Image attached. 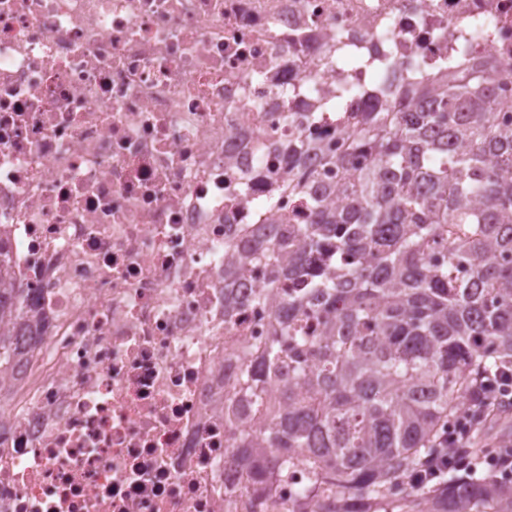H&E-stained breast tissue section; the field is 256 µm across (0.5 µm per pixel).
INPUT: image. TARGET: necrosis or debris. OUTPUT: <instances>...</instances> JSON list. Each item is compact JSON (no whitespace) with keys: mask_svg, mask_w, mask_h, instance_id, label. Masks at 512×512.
I'll return each mask as SVG.
<instances>
[{"mask_svg":"<svg viewBox=\"0 0 512 512\" xmlns=\"http://www.w3.org/2000/svg\"><path fill=\"white\" fill-rule=\"evenodd\" d=\"M446 58L500 75L512 0H0V239L41 320L0 378V512H295L303 467L258 499L231 460L272 308L224 259L317 198L283 151L342 148V85L379 109Z\"/></svg>","mask_w":512,"mask_h":512,"instance_id":"1","label":"necrosis or debris"}]
</instances>
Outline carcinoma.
I'll return each mask as SVG.
<instances>
[{
  "label": "carcinoma",
  "mask_w": 512,
  "mask_h": 512,
  "mask_svg": "<svg viewBox=\"0 0 512 512\" xmlns=\"http://www.w3.org/2000/svg\"><path fill=\"white\" fill-rule=\"evenodd\" d=\"M512 96L477 70L404 86L381 112H352L340 203L303 224L244 240V261L272 273L270 336L243 363L247 394L269 424L235 442L251 493L268 494L299 463L296 512H413L410 476L452 453L451 423L483 401L480 432L503 411L485 386L512 369V131L496 114ZM371 157L360 168L355 159ZM448 245L432 258L438 241ZM0 241V324L31 319ZM324 316L307 335L299 318ZM10 333L0 329V374ZM288 387L266 398L272 378ZM471 449L426 498L427 512H512V481Z\"/></svg>",
  "instance_id": "cac0c4a2"
}]
</instances>
